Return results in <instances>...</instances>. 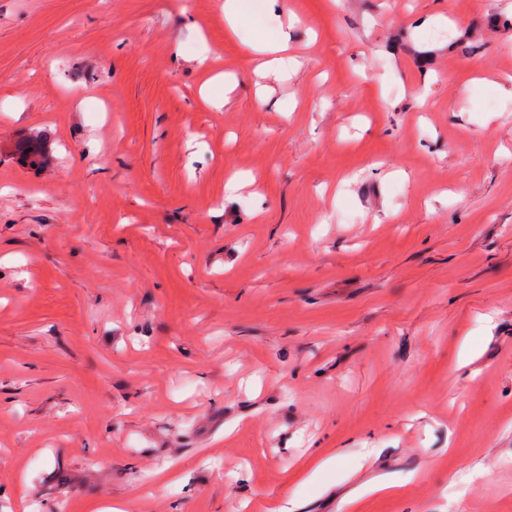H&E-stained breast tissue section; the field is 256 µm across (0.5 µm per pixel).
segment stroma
Returning <instances> with one entry per match:
<instances>
[{
  "instance_id": "stroma-1",
  "label": "stroma",
  "mask_w": 512,
  "mask_h": 512,
  "mask_svg": "<svg viewBox=\"0 0 512 512\" xmlns=\"http://www.w3.org/2000/svg\"><path fill=\"white\" fill-rule=\"evenodd\" d=\"M251 5L0 0V512H512V0ZM248 0H225L224 1V17L227 20L228 24L232 29H235L243 22L251 21L256 24V27L265 31L264 27L259 23H262L260 20H255L252 17V7ZM13 146L12 154L17 164L24 169L41 171L50 164L51 157H54L53 144L49 145L41 130H28V133L18 139ZM25 150H28V153H25Z\"/></svg>"
}]
</instances>
